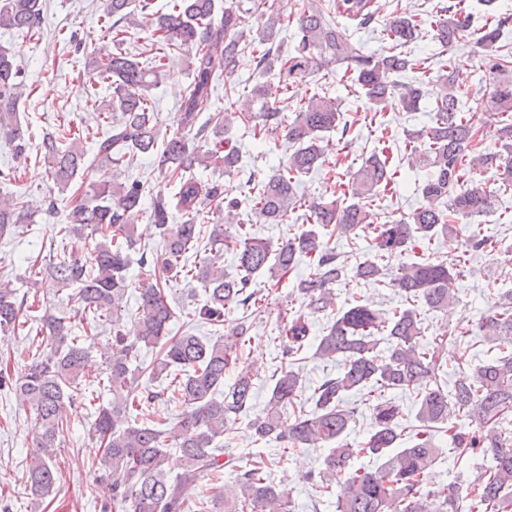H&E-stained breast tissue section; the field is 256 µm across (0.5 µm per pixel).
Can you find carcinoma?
<instances>
[{"label": "carcinoma", "instance_id": "1", "mask_svg": "<svg viewBox=\"0 0 512 512\" xmlns=\"http://www.w3.org/2000/svg\"><path fill=\"white\" fill-rule=\"evenodd\" d=\"M245 8L233 2L218 9L216 0H172L169 13L151 11V0H104L106 32L113 48L89 60L92 75L112 88L110 106L119 117L103 113V136L91 154L80 137L67 135L69 129L43 134L38 151L48 166L53 186L67 189L78 176L89 173L98 178L88 184L86 198L71 204L66 222L56 235L61 238L88 233L95 240L90 258L58 252L49 261L30 265L31 286L74 288L69 301L76 312L88 317L95 327H112L111 345L105 353L103 388L112 399L97 408L94 433L102 449L106 470L102 481L119 512H184L185 491L204 476L235 467L236 459L224 457L217 438L252 407L254 375L239 364V345L246 335L244 318L224 329L215 341L192 332L168 336L175 311L167 289L179 276H191L203 284L206 304L193 312L197 320L220 327L231 308L259 310L263 295L251 289L254 276L265 271L286 276L302 256L314 262L309 277L300 281L299 292L308 306L319 312L334 306L333 286L347 276V267L338 260L333 247L320 239L319 230L329 236L350 238L359 229L373 234L370 257L361 262L355 274L367 282L390 276V285L405 300L423 302L438 311L455 298V283L461 276L458 266L444 261L412 262L389 273L380 264L384 257L412 251L423 240L449 230L451 218L472 219L492 209V195L482 183L456 190L464 165L476 150L477 127L465 114L456 86L460 70L442 65L440 91L431 105L432 125L414 137L412 155L434 168L421 187L425 204L408 216L387 224L370 222L372 198L394 179L387 159L373 153L365 159L350 184V200L320 201L309 205L310 228L277 244L251 233L238 220V201L223 197L218 182L185 175L186 167L198 163L206 168L231 172L239 162L238 150L224 139L235 123L247 133L268 135L285 131L294 150L286 163L272 174L253 182L255 206L270 224H282L298 207L296 176L306 174L325 162L322 134L339 131L346 135L348 124L336 102L314 95L304 102L289 121L280 101L272 98L266 83H255L245 97L259 104L257 111L240 108L237 102L224 105V124L212 128L209 121L198 123L208 110L214 82L219 76L234 74L239 56L250 46L252 29L246 15L256 17L258 42L276 43L282 33L283 13L265 6V0H249ZM455 5L436 6L435 39L450 47L466 28V20L453 12ZM336 13L365 28L379 17L378 0H336L322 4L309 0L298 17L294 50L267 48L258 57L261 76L278 78L288 90L293 80L306 73H318L334 65L344 69L364 91L369 102L402 112H416L422 100L421 81L413 77L400 81L408 72L420 69L421 62L400 51L391 55L367 53L364 46L342 40L336 25L327 16ZM44 22V0H0V29L31 33ZM512 24L511 15H501L483 29L479 44L490 50L501 30ZM151 33L155 55L145 65L122 48L120 35L127 28ZM415 16L392 15L385 19L383 32L404 48L419 36ZM181 47L188 52L193 80L178 110L180 131L163 142L157 151V112L149 91L166 77L164 64L157 61L161 51ZM485 71L491 88L488 116L500 125L499 150L474 158L480 167L496 169L504 187L512 189V55H488ZM26 89L22 72L12 49L0 46V132L6 134L17 156H27L31 142L17 112ZM157 155V168L179 180V189L168 198L162 193L150 200L149 217L163 242L164 252L150 260L142 251L140 264L161 263L166 278L145 280L138 285L139 304L130 329H124L119 312L130 281L131 252L140 235L134 211L144 204L143 184L138 180L116 183L109 177L112 167L129 163L140 155ZM209 204L224 216L209 234V255L189 262V254L199 253L202 207ZM181 223L171 224L172 212ZM33 223L30 205L17 198L0 202V239L13 234L21 224ZM237 256V272H224V251ZM23 301L10 282L0 279V333L19 329ZM279 346L285 358L271 377V387L263 415L248 424L250 437L259 441H285L293 448L331 446L325 470L309 472L307 479L319 494L336 496V512H512V291L477 322L465 328V336L482 337L494 343L499 355L473 368L459 363L460 376L453 389L443 388L439 372L445 337L423 344L424 328L420 314L412 308L386 315L369 303H358L336 315V320L320 336L315 356L324 361H341L336 376L326 377L312 394L311 410L297 405L302 392L301 367L296 356L311 335L309 316L300 313L283 317ZM384 335L390 347L387 354L377 351V335ZM36 335L43 336L55 349L56 358L33 360L15 378L0 374V387L7 385L28 411L34 423L35 446L26 475V488L38 500L49 495L57 482L52 464L56 440L64 425L65 402H73L80 391L88 359L80 337L72 335L71 320L47 310ZM159 348L149 363L141 360V350ZM238 369L235 379L224 384L229 368ZM175 371L185 373L178 387L186 403L183 413L158 429L133 425L131 411L158 414L155 402L160 395L138 385L140 375L159 377ZM368 390L371 397L372 427L365 439L352 446L346 441L354 411L346 405L351 391ZM391 390L408 392L416 398L419 426L411 446L391 455L383 468L351 469L350 461L359 456H383L399 438L402 411ZM293 408L294 419L283 431V413ZM448 434L450 446L463 453L491 455L492 465L476 471L462 488L448 484L440 495L425 492L430 468L440 449L435 434ZM179 450L182 472L175 480L167 478V450ZM337 490H332V481ZM211 503L216 512H292L289 496L273 485L265 465L240 468L237 484L214 492Z\"/></svg>", "mask_w": 512, "mask_h": 512}]
</instances>
